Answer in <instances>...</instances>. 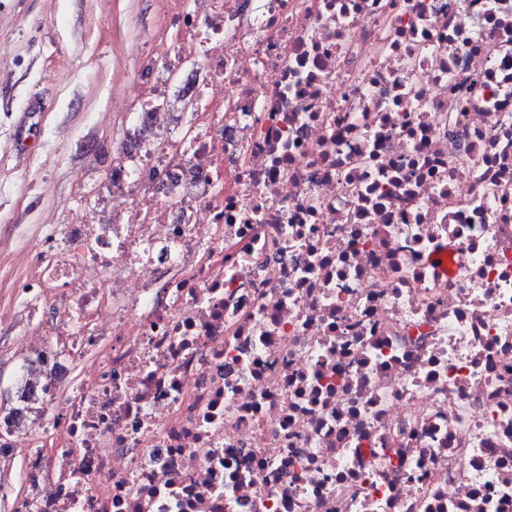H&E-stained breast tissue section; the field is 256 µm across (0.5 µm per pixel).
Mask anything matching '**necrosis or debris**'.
Segmentation results:
<instances>
[{"label": "necrosis or debris", "instance_id": "obj_1", "mask_svg": "<svg viewBox=\"0 0 512 512\" xmlns=\"http://www.w3.org/2000/svg\"><path fill=\"white\" fill-rule=\"evenodd\" d=\"M163 17L93 205L0 261L17 512H512V0Z\"/></svg>", "mask_w": 512, "mask_h": 512}]
</instances>
